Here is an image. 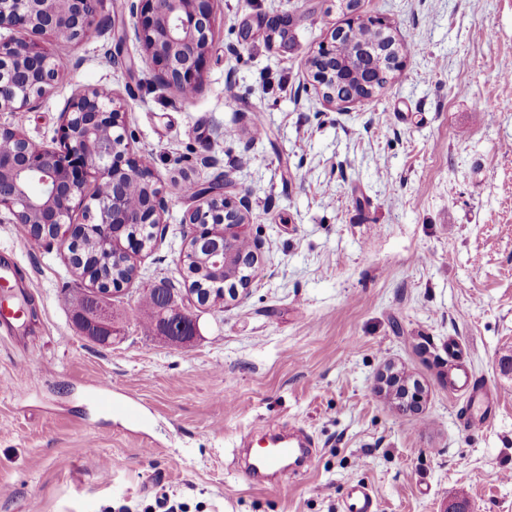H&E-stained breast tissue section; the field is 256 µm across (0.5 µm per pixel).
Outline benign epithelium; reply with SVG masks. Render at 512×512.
I'll return each mask as SVG.
<instances>
[{
  "label": "benign epithelium",
  "instance_id": "1",
  "mask_svg": "<svg viewBox=\"0 0 512 512\" xmlns=\"http://www.w3.org/2000/svg\"><path fill=\"white\" fill-rule=\"evenodd\" d=\"M218 0H131V30L151 64L152 79L187 99L203 84ZM103 0H0V112L33 109L60 78L59 57L39 37L83 41L105 33ZM402 48L381 17L355 15L313 51V80L328 102L362 101L381 91L402 65ZM132 136L112 91L81 88L62 112L56 145L36 144L23 132L0 126V211L11 224H41L35 240H56L73 259L86 236L102 251L122 241L125 226L162 223L169 204L152 170L134 157ZM95 190L88 192L89 182ZM183 223L195 226L188 245L205 248L217 265L229 262L249 237L243 231L251 208L247 196H230L218 183L193 184ZM78 209L94 224H75ZM247 280L230 277L189 289L198 307L235 301ZM395 406L420 400L419 386L394 375Z\"/></svg>",
  "mask_w": 512,
  "mask_h": 512
}]
</instances>
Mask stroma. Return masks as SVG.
I'll use <instances>...</instances> for the list:
<instances>
[{
    "label": "stroma",
    "instance_id": "35a3bbf8",
    "mask_svg": "<svg viewBox=\"0 0 512 512\" xmlns=\"http://www.w3.org/2000/svg\"><path fill=\"white\" fill-rule=\"evenodd\" d=\"M216 8L192 98L152 83L127 0H104V35L49 40L70 67L40 106L0 112L50 145L77 88H111L169 202L136 278L110 299L109 344L76 325L91 284L58 243L0 221V259L38 285L15 340L0 328V512H343L355 483L379 512H446L460 498L467 512H512V0ZM354 12L420 49L380 94L335 106L309 60ZM188 179L248 196L260 250L246 297L196 309L193 338L175 343L144 332L140 298L165 284L187 304ZM451 336L497 394L492 419L470 428L465 393L448 389ZM390 367L422 386V412L379 391ZM101 380L137 422L98 407ZM271 420L318 448L256 485L234 453Z\"/></svg>",
    "mask_w": 512,
    "mask_h": 512
}]
</instances>
